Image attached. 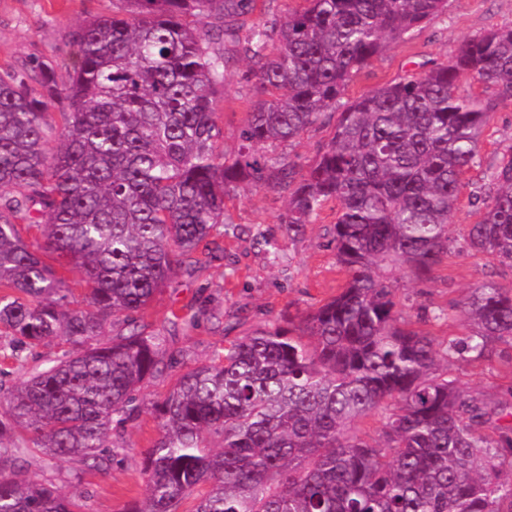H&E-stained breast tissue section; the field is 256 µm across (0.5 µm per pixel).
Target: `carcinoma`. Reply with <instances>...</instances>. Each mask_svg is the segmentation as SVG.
<instances>
[{"label": "carcinoma", "instance_id": "obj_1", "mask_svg": "<svg viewBox=\"0 0 512 512\" xmlns=\"http://www.w3.org/2000/svg\"><path fill=\"white\" fill-rule=\"evenodd\" d=\"M122 2L74 29L65 84L42 62L0 72V350L19 361L53 338L71 346L0 382V512H85L18 466L30 448L15 433L46 456L110 465L124 448L112 424L134 418L167 351L138 319L235 231L225 197L257 187L288 197L291 240L337 204L328 244L345 284L294 327L269 320L177 378L154 404L147 493L127 512H183L203 484L190 512H512V386L491 401L445 367L512 347V286L471 289L461 314L473 329L438 344L381 273L427 281L457 248L448 222L462 176L491 113L512 102V26L337 114L352 74L447 0H305L281 23L250 24L258 0ZM235 58L270 98L226 155L215 101ZM464 79L494 97L459 94ZM330 124L311 162L277 152ZM482 201L463 248L512 268V150ZM257 240L280 264L278 241ZM376 416L378 435L361 431Z\"/></svg>", "mask_w": 512, "mask_h": 512}]
</instances>
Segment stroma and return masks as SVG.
<instances>
[{"mask_svg":"<svg viewBox=\"0 0 512 512\" xmlns=\"http://www.w3.org/2000/svg\"><path fill=\"white\" fill-rule=\"evenodd\" d=\"M120 7V0H0V70L46 62L54 66L58 80H66L73 29L91 16L109 15ZM503 25L512 26V0H448L443 14L389 42L381 56L354 73L346 96L367 94L423 62L446 60L462 39ZM260 96L246 62H232L216 102L225 154L237 151L240 130ZM511 147L512 104L507 103L492 113L477 163L462 177L459 203L448 226L451 236L477 221L470 195L497 156ZM226 210L241 232L222 240L219 258H205L193 276L178 277L144 315L152 331L166 336L174 358L142 390L135 419L114 426L124 450L106 470L85 473L75 461L36 450L24 459L30 475L51 480L66 492H83L90 512H124L128 503L144 497L145 453L159 433L151 405L177 374L216 358L225 342L260 324L307 312L335 296L344 284L335 253L327 246V231L337 218L335 205H327L296 242L289 241L281 222L284 194L261 187L227 200ZM258 230L279 240L282 264L269 262L254 237ZM490 279L510 285L512 270L466 251L450 254L428 281L413 279L403 268L392 274L396 296L410 306L414 327L440 343L469 332L468 323L454 313L470 288ZM440 310L445 313L441 319L436 316ZM448 373L470 389L497 398L512 385V348H506L504 359L490 363L449 364Z\"/></svg>","mask_w":512,"mask_h":512,"instance_id":"stroma-1","label":"stroma"}]
</instances>
